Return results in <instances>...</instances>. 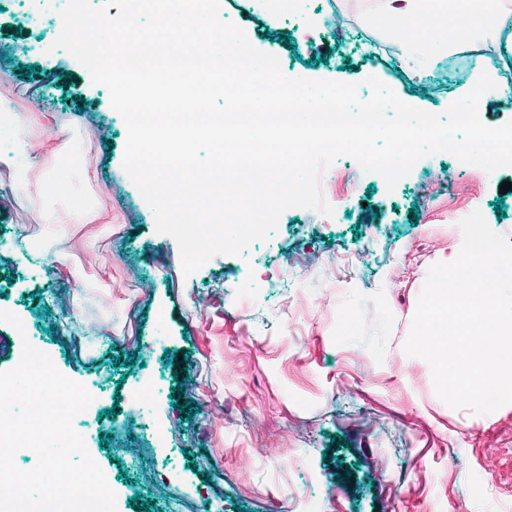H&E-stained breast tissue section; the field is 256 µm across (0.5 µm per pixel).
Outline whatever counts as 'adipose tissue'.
I'll use <instances>...</instances> for the list:
<instances>
[{"mask_svg":"<svg viewBox=\"0 0 512 512\" xmlns=\"http://www.w3.org/2000/svg\"><path fill=\"white\" fill-rule=\"evenodd\" d=\"M382 11L387 21L401 25V62L410 72L425 75L448 47V0H383ZM419 24L431 29V36L419 38L414 31ZM39 155V148L29 144L19 132L15 134L9 157L16 169L17 187L34 190L38 195L46 192L68 194V185L61 181L30 184L28 173L38 162Z\"/></svg>","mask_w":512,"mask_h":512,"instance_id":"obj_1","label":"adipose tissue"}]
</instances>
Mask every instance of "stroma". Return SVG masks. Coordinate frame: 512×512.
I'll list each match as a JSON object with an SVG mask.
<instances>
[{
  "mask_svg": "<svg viewBox=\"0 0 512 512\" xmlns=\"http://www.w3.org/2000/svg\"><path fill=\"white\" fill-rule=\"evenodd\" d=\"M67 0H0V105L47 149L15 191L0 162V372L24 344L93 396L74 427L116 494V512H512V403L473 415L446 405L403 346L428 270L461 249L481 211L512 237V170L441 152L395 189L348 155L321 174L333 215L290 208L276 232L184 274L174 238L122 167L127 127L108 89L51 51ZM381 0H221L220 17L310 80L374 76L444 114L484 62L512 69V40L459 49L457 29L429 78L401 72ZM61 69L76 97L37 72ZM72 115L81 132L58 137ZM51 247L65 268L46 269ZM179 389L180 400L170 397ZM190 404L184 414L180 404ZM117 408L108 416L109 408Z\"/></svg>",
  "mask_w": 512,
  "mask_h": 512,
  "instance_id": "1",
  "label": "stroma"
}]
</instances>
